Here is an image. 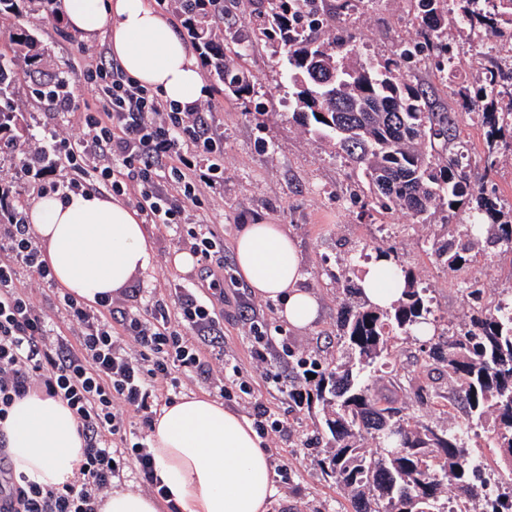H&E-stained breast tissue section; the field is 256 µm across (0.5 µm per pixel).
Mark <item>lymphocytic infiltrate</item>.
Wrapping results in <instances>:
<instances>
[{
	"label": "lymphocytic infiltrate",
	"mask_w": 512,
	"mask_h": 512,
	"mask_svg": "<svg viewBox=\"0 0 512 512\" xmlns=\"http://www.w3.org/2000/svg\"><path fill=\"white\" fill-rule=\"evenodd\" d=\"M83 78L101 95L102 111L80 113L78 138L45 132L16 167L15 178L66 167L75 173L71 186L88 177L113 194L132 195L149 223L189 241L204 268H223V240L207 225L185 219L188 207L201 204L197 183L224 175V155L210 144L204 115L194 108L168 109L116 63H86ZM8 209L9 223L0 224V421L16 399L31 392L66 401L85 443V461L70 484L44 488L14 477L0 448V512H100L127 469L152 494L165 496L149 450L158 406L172 402L183 378L193 374L223 373L224 397L249 391L240 371L213 365L204 353L224 342L216 316L223 294L201 299L186 291L176 307L156 301L145 311L124 312L116 322L109 301L91 308L64 293L57 307L78 335L70 342L21 283L25 272L48 286L54 278L23 207L12 203Z\"/></svg>",
	"instance_id": "f902f5d3"
}]
</instances>
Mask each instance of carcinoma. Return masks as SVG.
<instances>
[{"instance_id":"carcinoma-1","label":"carcinoma","mask_w":512,"mask_h":512,"mask_svg":"<svg viewBox=\"0 0 512 512\" xmlns=\"http://www.w3.org/2000/svg\"><path fill=\"white\" fill-rule=\"evenodd\" d=\"M51 0H0V15L18 14L30 3L49 12ZM185 25L198 41L205 63L214 67L224 88L244 98L254 93L250 80L236 67V50H224L211 25L215 0H181ZM249 15L259 19L257 38L276 42L288 64V97L293 117L329 137L338 154L361 173L368 188L366 204L381 209L400 208L426 221L438 213L455 214L452 205H474L478 223L436 243L437 258L448 270L462 273L474 250L512 251V219H503L495 190L487 189L463 164L465 146L457 138L459 115L436 112L428 92L412 82L407 70L422 50L434 64L448 70L455 57L448 40V24L465 29L467 15L488 22L495 36L512 30V0H488L481 12L478 0H414L423 29L424 45L404 43L383 60L360 53L349 30L320 40L309 31L324 26L320 0H248ZM10 40L13 56L0 55V100L7 96L12 61L41 66L43 53L34 36L17 28ZM504 74L497 60L484 67L474 91H461L467 106L483 109L488 127L487 158L495 165L504 128L512 129V93L502 89ZM28 136L23 115L9 103H0V150H13ZM402 297L388 309L358 299L357 289L342 284L344 299L337 313L340 340L348 360L322 361L299 357L305 392L298 404L321 407L316 444L326 443L324 473L347 490L355 512H442L436 507L443 487L462 504L460 512H512V482L495 498L482 487L493 480L497 462L485 461L479 470L467 451L470 423L490 420L493 447L507 456L512 468V295L484 301L483 289L469 283L476 311L465 330L450 336L439 331L427 289L405 270ZM433 331L425 354L448 374V393L432 394L448 407L465 412L454 426H431L402 416L396 406L401 386H381L371 374L388 364L393 333ZM314 377L309 378L307 374ZM377 448H363L366 437Z\"/></svg>"}]
</instances>
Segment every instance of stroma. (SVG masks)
<instances>
[{
  "instance_id": "obj_1",
  "label": "stroma",
  "mask_w": 512,
  "mask_h": 512,
  "mask_svg": "<svg viewBox=\"0 0 512 512\" xmlns=\"http://www.w3.org/2000/svg\"><path fill=\"white\" fill-rule=\"evenodd\" d=\"M224 2L227 10L219 27L225 37L245 43L247 52L241 64L257 93L252 98L234 97L210 67H203L207 94L198 107L205 114L209 137L224 151V180L213 186L200 184L202 205L189 210L192 220L211 225L224 240V311L218 316L224 330V358L241 369L254 400L263 402L288 423L287 432L265 440L278 490L268 512H354L347 493L322 472L320 452L306 445L319 413L295 405L279 386L265 381L263 370L278 372L288 382L296 374L289 351L335 358L339 348L336 317L342 298L336 281L345 277L358 280L371 246L382 243L391 247L395 263L411 271L427 288L440 327L455 330L467 323L471 313L464 281L480 282L491 301L512 291V252L484 251L459 277L434 255L431 242L445 232L440 223H425L399 209L377 212L366 206L360 197L363 185L352 165L313 127L302 126L293 118L284 101L288 91L285 55L275 43L250 39L245 20L250 10L248 0ZM341 2L324 0L328 23L320 30V37L329 38L339 26H348L363 55L378 60L391 56L400 43L423 38V28L403 0H352L346 10L341 9ZM18 25L37 39L45 70L65 74L76 102L93 111L102 109V101L83 80L81 64L111 63L107 38L86 43L57 17L31 7L21 16L0 18V50L7 49L10 33ZM476 78V73L463 71L445 79L435 70L419 67L412 80L428 89L435 111L459 113V130L467 136L471 169L485 173L501 204L510 206L512 163L502 161L485 169L487 128L456 94L459 86L475 84ZM8 95L29 126V147L38 146L46 130L69 137L79 135L77 113L45 109L23 62L13 67ZM258 223L285 225L296 240L303 285L320 301L319 317L308 328L285 327L274 304L255 297L236 275L234 239L245 225ZM146 231L153 248V266L113 295V310H141L158 299L175 303L177 289L184 286L194 288L199 297L209 296L210 280L201 264L181 271L172 263L176 253L187 251V244L172 230L156 224L147 225ZM255 321L268 329L282 330L290 345L286 351L271 348L263 370L257 369L252 350L249 327ZM393 344L395 355L381 374L403 385L398 399L403 416L444 426L457 423V416L419 403L414 395L421 384H448L446 376L425 360L419 341L400 334Z\"/></svg>"
}]
</instances>
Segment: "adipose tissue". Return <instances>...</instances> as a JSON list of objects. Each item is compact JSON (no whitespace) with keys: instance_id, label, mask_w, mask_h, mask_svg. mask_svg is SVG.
<instances>
[{"instance_id":"ef3b65f1","label":"adipose tissue","mask_w":512,"mask_h":512,"mask_svg":"<svg viewBox=\"0 0 512 512\" xmlns=\"http://www.w3.org/2000/svg\"><path fill=\"white\" fill-rule=\"evenodd\" d=\"M54 9L85 42L107 37L128 76L181 109L204 97L194 56L149 0H54ZM29 220L57 287L88 305L112 296L152 264L138 212L112 196L43 197ZM234 253L239 276L255 296L277 302L283 322L298 329L315 322L320 303L301 285L300 258L284 225H246ZM358 286L365 300L384 308L400 297L403 278L381 260L367 268ZM0 435L14 472L43 487L71 481L84 461L72 412L41 392L15 401ZM150 451L180 512H267L277 492L269 454L250 420L207 395H185L163 406Z\"/></svg>"}]
</instances>
